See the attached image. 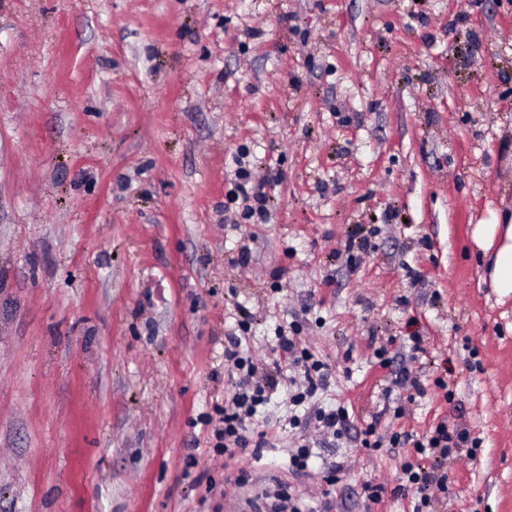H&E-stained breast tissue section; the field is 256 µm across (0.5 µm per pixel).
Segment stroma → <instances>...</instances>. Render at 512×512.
<instances>
[{
  "instance_id": "1",
  "label": "stroma",
  "mask_w": 512,
  "mask_h": 512,
  "mask_svg": "<svg viewBox=\"0 0 512 512\" xmlns=\"http://www.w3.org/2000/svg\"><path fill=\"white\" fill-rule=\"evenodd\" d=\"M243 150L269 223L225 218ZM494 220L512 0H0V512H225L279 486L309 508L320 471L206 446L243 310L256 353L312 337L358 419L481 439L432 512H512V295L472 240ZM382 345L426 387L399 419ZM317 453L352 459L330 512H412L361 495L408 449Z\"/></svg>"
}]
</instances>
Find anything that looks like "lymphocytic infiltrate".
Here are the masks:
<instances>
[{
    "mask_svg": "<svg viewBox=\"0 0 512 512\" xmlns=\"http://www.w3.org/2000/svg\"><path fill=\"white\" fill-rule=\"evenodd\" d=\"M235 178L243 202L241 218L267 220L269 197L264 182L254 181L249 165L243 163L236 169ZM237 326L238 335L229 336L224 348V363L236 370L238 379L223 403L214 405L212 412L200 418L209 433V446L214 454L221 456L232 449L251 445L260 449L284 439L288 442L290 468L302 474L307 472L313 449L321 441L351 439L359 452L407 445L412 452L400 467V487L416 492L412 512H427L433 501L447 496L446 464L470 444L469 434L450 430L442 422L419 435L383 430L374 421L360 430H353L354 415L347 404L340 402L330 408L319 406L316 396L328 386L329 365L318 356L306 337L295 329H278L275 349L280 356L269 362L242 348L243 340L248 339L251 332L250 317L238 320ZM282 386L288 390L289 406L306 407V416L289 415L286 423L269 425L258 433L256 440H249L247 420L253 419ZM428 460L433 463L429 469L424 466Z\"/></svg>",
    "mask_w": 512,
    "mask_h": 512,
    "instance_id": "lymphocytic-infiltrate-1",
    "label": "lymphocytic infiltrate"
}]
</instances>
